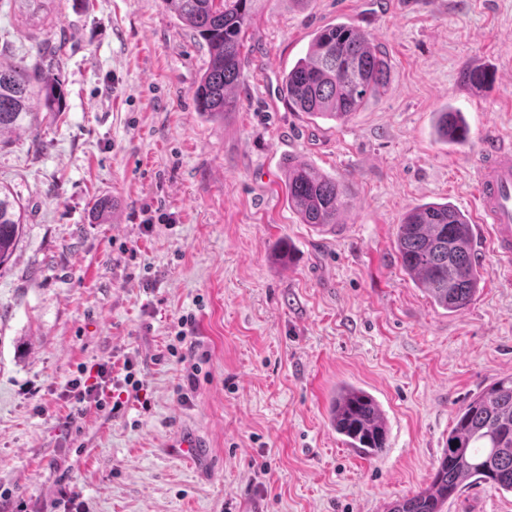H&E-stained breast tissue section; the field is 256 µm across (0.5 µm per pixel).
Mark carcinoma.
<instances>
[{
	"label": "carcinoma",
	"instance_id": "carcinoma-1",
	"mask_svg": "<svg viewBox=\"0 0 512 512\" xmlns=\"http://www.w3.org/2000/svg\"><path fill=\"white\" fill-rule=\"evenodd\" d=\"M167 8L205 42L208 67L195 92L197 110L217 119L237 109L234 88L243 77V37L258 10V0H164ZM389 63L369 36L350 23L319 29L306 55L282 82L284 99L311 116L344 121L389 81ZM38 99L52 112L61 84L51 70L0 60V140L23 130ZM445 144L467 140L463 113L447 109L434 125ZM288 203L301 223L334 227L347 206L343 182L311 164L288 159ZM22 231L16 201L0 188V266L7 263ZM471 224L450 203L429 202L409 209L397 227L396 251L402 269L434 305L456 312L478 293L483 274L471 246ZM329 422L344 442L369 457L387 447L383 410L366 391L343 386L336 391ZM458 445H453V442ZM489 483L512 494V376L499 378L463 405L448 434L430 484L391 505L389 512H445L471 483Z\"/></svg>",
	"mask_w": 512,
	"mask_h": 512
}]
</instances>
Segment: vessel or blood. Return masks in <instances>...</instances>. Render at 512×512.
<instances>
[{
  "instance_id": "obj_1",
  "label": "vessel or blood",
  "mask_w": 512,
  "mask_h": 512,
  "mask_svg": "<svg viewBox=\"0 0 512 512\" xmlns=\"http://www.w3.org/2000/svg\"><path fill=\"white\" fill-rule=\"evenodd\" d=\"M479 221L494 228L493 246L503 260L512 259V148L489 145L477 171Z\"/></svg>"
}]
</instances>
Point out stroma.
<instances>
[{
	"label": "stroma",
	"mask_w": 512,
	"mask_h": 512,
	"mask_svg": "<svg viewBox=\"0 0 512 512\" xmlns=\"http://www.w3.org/2000/svg\"><path fill=\"white\" fill-rule=\"evenodd\" d=\"M339 21L391 71L345 121L278 93ZM42 36L58 48L60 109L35 105L0 144V187L24 207L0 267V499L51 512L64 486L88 512H388L426 488L458 410L512 376V269L483 227L481 288L447 312L402 271L397 226L425 202L476 218L477 161L512 139V0H261L239 106L221 120L193 98L207 47L163 0H54ZM2 45L37 59L13 0H0ZM471 67L491 87L462 83ZM447 108L468 121L463 144L434 133ZM290 157L346 185L336 228L289 206ZM112 197L120 209L95 220ZM187 314L209 358L184 404L167 347ZM128 356L142 402L74 416L70 380ZM344 382L384 412L380 456L329 423ZM188 426L205 457L174 449ZM448 512H512V494L472 483Z\"/></svg>",
	"instance_id": "1"
}]
</instances>
